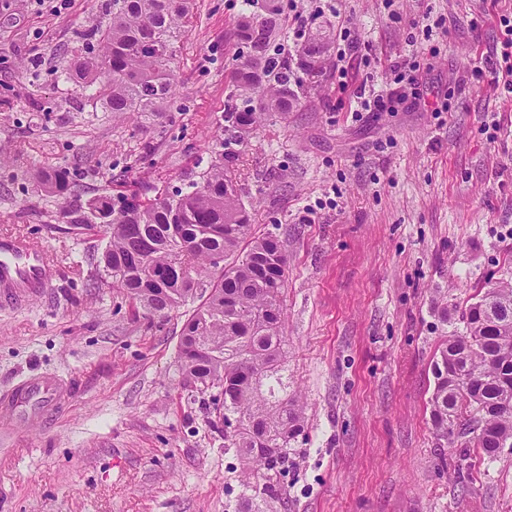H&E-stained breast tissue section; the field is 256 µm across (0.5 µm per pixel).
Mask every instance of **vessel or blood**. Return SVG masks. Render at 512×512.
<instances>
[{
    "label": "vessel or blood",
    "instance_id": "obj_1",
    "mask_svg": "<svg viewBox=\"0 0 512 512\" xmlns=\"http://www.w3.org/2000/svg\"><path fill=\"white\" fill-rule=\"evenodd\" d=\"M58 269L40 245L0 236V301L23 302L42 295Z\"/></svg>",
    "mask_w": 512,
    "mask_h": 512
}]
</instances>
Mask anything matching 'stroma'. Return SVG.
<instances>
[{"label":"stroma","mask_w":512,"mask_h":512,"mask_svg":"<svg viewBox=\"0 0 512 512\" xmlns=\"http://www.w3.org/2000/svg\"><path fill=\"white\" fill-rule=\"evenodd\" d=\"M103 2L0 0V233L41 242L60 266L31 304L0 305V512H241L240 462L181 383L188 308L135 312L97 267L102 232L62 219L38 175L69 169L73 207L196 180L222 150L242 0H194L176 98L157 118L106 112L66 77ZM284 2L289 41L329 30L349 76L268 120L241 166L254 232L284 243L283 378L306 417L256 512H512V448L473 456L459 484L428 405L433 357L462 330L435 305L461 309L512 280V94L475 75L502 50L492 0ZM405 62L414 83L360 109L354 88H395ZM43 381L51 394L9 402Z\"/></svg>","instance_id":"stroma-1"}]
</instances>
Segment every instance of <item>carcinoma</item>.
I'll return each instance as SVG.
<instances>
[{
    "mask_svg": "<svg viewBox=\"0 0 512 512\" xmlns=\"http://www.w3.org/2000/svg\"><path fill=\"white\" fill-rule=\"evenodd\" d=\"M228 57L223 150L186 192L144 201L99 196L65 211L71 224L103 227L98 260L112 287L150 316L199 300L179 342L183 385L207 396L224 424V447L243 465L250 498L274 494L288 448L303 430L300 400L288 396L282 332L287 259L272 236L251 235L236 177L240 157L263 123L302 104L328 78L332 41L321 31L288 49L280 38L283 0H242ZM193 0H105L104 28L85 34L88 51L67 71L78 85L98 84L107 112L170 110L176 95L173 48ZM66 194L69 172L41 177ZM221 255L224 265L213 262ZM464 332L443 343L431 364L430 421L438 440L458 448L459 482L472 478L470 449L497 458L512 448V282L489 285L458 315Z\"/></svg>",
    "mask_w": 512,
    "mask_h": 512,
    "instance_id": "1",
    "label": "carcinoma"
}]
</instances>
